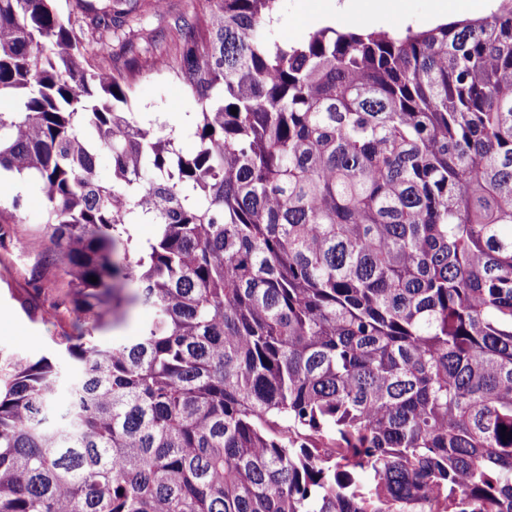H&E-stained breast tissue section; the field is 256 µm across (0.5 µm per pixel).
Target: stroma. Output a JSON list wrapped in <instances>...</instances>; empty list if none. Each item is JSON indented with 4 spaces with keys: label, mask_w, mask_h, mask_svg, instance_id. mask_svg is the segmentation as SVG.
I'll return each mask as SVG.
<instances>
[{
    "label": "stroma",
    "mask_w": 512,
    "mask_h": 512,
    "mask_svg": "<svg viewBox=\"0 0 512 512\" xmlns=\"http://www.w3.org/2000/svg\"><path fill=\"white\" fill-rule=\"evenodd\" d=\"M309 0H282L274 23L277 38L297 42L312 32L304 17ZM140 18L127 27L125 34L113 40L112 63L123 66L133 57L142 59L158 55L169 40L173 20L199 10V0H166L155 8L153 0H139ZM196 105L186 87L172 74L152 70L139 77L131 101V110L139 121L161 122L176 128L180 118L195 111ZM23 195L25 208L7 234L0 239V349L29 357L39 356L48 336L60 325L31 321L19 308L16 297L35 288L61 294L67 282L57 265L40 262L47 247L42 224V192L33 182L0 185V207L10 208L15 195Z\"/></svg>",
    "instance_id": "stroma-1"
}]
</instances>
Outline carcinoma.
<instances>
[{"label":"carcinoma","instance_id":"1","mask_svg":"<svg viewBox=\"0 0 512 512\" xmlns=\"http://www.w3.org/2000/svg\"><path fill=\"white\" fill-rule=\"evenodd\" d=\"M57 2L0 0V173L69 284L0 351V512H512V0L294 43L201 0L148 64L190 150L100 54L136 0ZM131 112L144 123H165L168 129L177 128V121L197 107L186 87L172 74L147 71L139 77L131 101Z\"/></svg>","mask_w":512,"mask_h":512}]
</instances>
